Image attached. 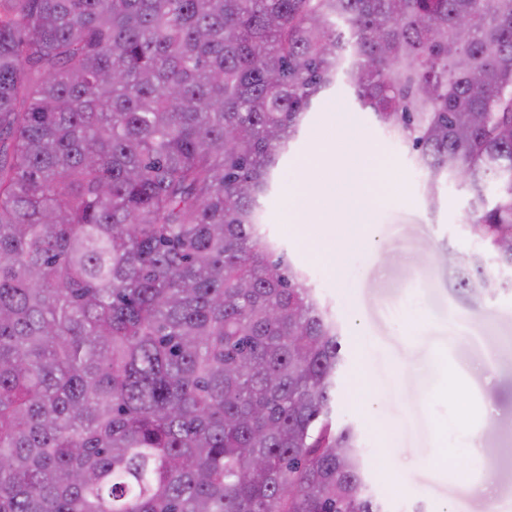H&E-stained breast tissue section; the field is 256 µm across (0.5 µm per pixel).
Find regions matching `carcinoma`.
I'll use <instances>...</instances> for the list:
<instances>
[{
	"label": "carcinoma",
	"instance_id": "1",
	"mask_svg": "<svg viewBox=\"0 0 512 512\" xmlns=\"http://www.w3.org/2000/svg\"><path fill=\"white\" fill-rule=\"evenodd\" d=\"M340 79L512 268V0H0V512H385L260 219Z\"/></svg>",
	"mask_w": 512,
	"mask_h": 512
}]
</instances>
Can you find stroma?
Instances as JSON below:
<instances>
[{
	"mask_svg": "<svg viewBox=\"0 0 512 512\" xmlns=\"http://www.w3.org/2000/svg\"><path fill=\"white\" fill-rule=\"evenodd\" d=\"M352 98L342 83L322 94L261 201L266 234L341 328L333 419L354 428L369 490L386 512H504L512 505V288L461 290L445 260L450 250L475 254L490 275L512 277L463 221L471 192L445 179L429 206L411 148L372 113L354 112L351 132L384 188L373 193L375 225L348 248L342 273L310 250L307 201L288 197L317 140L335 129L337 102ZM463 397L476 405L467 436L448 429Z\"/></svg>",
	"mask_w": 512,
	"mask_h": 512,
	"instance_id": "stroma-1",
	"label": "stroma"
}]
</instances>
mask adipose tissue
<instances>
[{"mask_svg":"<svg viewBox=\"0 0 512 512\" xmlns=\"http://www.w3.org/2000/svg\"><path fill=\"white\" fill-rule=\"evenodd\" d=\"M322 167L335 170V182L316 179L315 172ZM291 193L308 201L315 218L330 214L345 225L347 235L344 246L333 248L318 238L312 241L316 255L334 270H341L347 246L361 241L373 221L366 169L348 164L344 154L337 152L335 143L321 141L306 159L304 177L292 188Z\"/></svg>","mask_w":512,"mask_h":512,"instance_id":"obj_1","label":"adipose tissue"}]
</instances>
